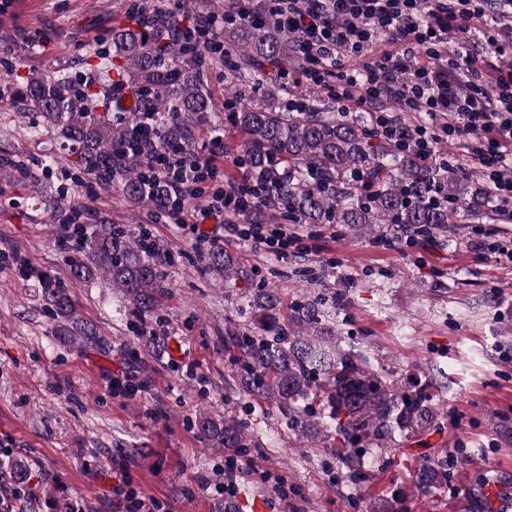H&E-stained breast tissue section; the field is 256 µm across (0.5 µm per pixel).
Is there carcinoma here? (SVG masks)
<instances>
[{"mask_svg": "<svg viewBox=\"0 0 512 512\" xmlns=\"http://www.w3.org/2000/svg\"><path fill=\"white\" fill-rule=\"evenodd\" d=\"M126 25L111 43L88 47L83 65L31 68L5 80L15 101L59 129L77 153L75 169L94 173L119 193L134 214L158 215L173 207L168 184L150 176L149 160L179 151L192 162L194 129L214 103L203 78L206 44L195 18L171 14L132 0ZM297 35L274 26L240 24L224 32V98L233 102L230 127L241 141L230 147L232 163L252 174L258 207L282 212L293 224H343L370 236L382 224H403L444 235L450 224L488 218L492 207L485 184L458 166L441 165L372 131V118L341 106H325L317 90L306 93L302 112L288 109L298 95L264 74L266 63L295 57ZM117 112L113 121L108 114ZM40 126V127H42ZM40 127L32 133H40ZM72 242L70 276H102L131 297L136 312L151 311L164 288L161 254L147 246L148 233L112 225L90 233L67 224ZM212 269L229 275L233 255L216 247ZM44 297L64 329L81 325L79 312L60 283L45 284ZM250 326L229 330L224 348L233 353L236 377L251 396L274 403L301 437L334 431L341 448L359 461L366 449L424 431L437 415L432 385L400 384L373 370L360 350L340 347L341 332L325 299L284 309L274 288H260L247 304ZM198 433L233 458L263 444L234 418H196ZM28 461L13 457L0 480L28 486ZM418 485L441 487L448 470L424 460Z\"/></svg>", "mask_w": 512, "mask_h": 512, "instance_id": "carcinoma-1", "label": "carcinoma"}]
</instances>
